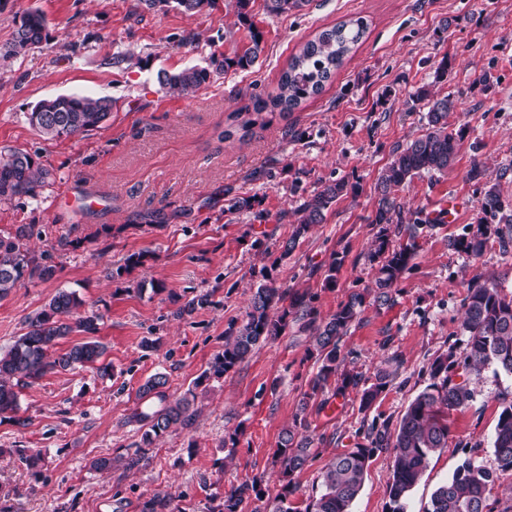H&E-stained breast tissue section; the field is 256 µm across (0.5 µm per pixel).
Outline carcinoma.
<instances>
[{
    "mask_svg": "<svg viewBox=\"0 0 512 512\" xmlns=\"http://www.w3.org/2000/svg\"><path fill=\"white\" fill-rule=\"evenodd\" d=\"M306 2L264 0V8L267 14L279 16L302 9ZM212 3L214 0H139L145 9L164 14L178 9L193 15ZM366 29L363 19H351L324 29L306 41L282 72L276 93L265 97L253 95L248 104L230 114L238 121L243 136H248L256 125L265 126L261 119L266 111L290 112L321 93L362 40ZM46 38L45 15L39 10L29 11L22 16L12 40L0 46V57L22 55ZM262 52V36L252 30L250 45L243 52L227 56L213 51L205 59V65H194L178 72L161 70L158 81L172 93L189 95L231 69L254 68ZM414 97L426 102V130L420 137L396 148L374 186L375 209L369 220L376 232L367 253L374 269L372 285L361 292L349 293L336 311L325 318L320 317L312 305L314 296L309 292L290 293L271 279L259 285L252 295L245 323L238 328L233 324L228 326L224 331V350L183 395L169 399L168 379L161 373L149 377L139 388V398H156L160 406L150 414L133 415V419L145 423L147 429L141 441L133 444V455L119 457L126 467L137 466L142 460V449L150 447L156 438L188 425L198 397L196 389L204 382L223 378L246 362L256 348L285 334L289 321L302 320L313 333L318 368L308 381L299 412L292 425L282 431L274 453L280 489L272 497L257 479L245 480L225 491L210 512H243V504L252 497L266 501L265 512H350L372 457L377 451L388 448L393 452L390 512H406L405 500L425 472L429 457L438 449L448 447V413L467 407L473 399L471 380L490 365L512 375V295L494 285L481 284L475 279L468 284L461 324L466 336L463 353L459 355L450 347L433 359L429 365L430 383L411 402L399 423L372 421L364 432L365 443L356 444L328 464L322 474L319 493L308 496L301 508L292 505L289 497L298 489L295 473L313 456L312 441L305 435L309 429L306 413L309 402L317 400L328 389L343 395L349 388L360 386V410L366 412L391 381L392 372L386 368L377 370L372 379L342 368V337L359 319L367 297H372V304L379 307L394 301L393 294L400 280L411 269L417 238L427 227L444 223V211L432 217L421 210H404L397 192L416 176L448 172L465 131L455 130L448 124L449 113L457 109L456 99L449 95L431 98L424 89L417 91ZM111 114L112 100L108 98L61 95L37 103L28 113L27 121L40 136L59 140L99 129ZM511 170L509 167L501 169L492 181L484 166L476 163L471 167L468 179L484 183L478 219L481 227L470 237L452 240L450 246L479 258L493 237L502 249H508L512 244V196L503 193L501 181ZM49 175V170L36 165L28 151L0 150V201L35 196L36 187ZM358 192V186L339 179L323 184L302 198L294 210L296 220L291 234L282 244L283 254L290 253L313 225L322 223L326 212L338 199ZM224 196L229 212L250 210L256 203L253 197L232 194L230 188L224 189ZM32 235L30 224L20 225L11 235H0L1 299L27 281L50 279L55 274V267L44 263L43 258L28 247L27 241ZM342 264L343 258L332 253L324 275L325 287H336V274ZM81 305L76 293L57 292L44 308L28 318V331L7 350L0 351V415L12 413L15 424L26 425V420L15 417L20 390L34 385L47 374L88 367L102 378L111 375L112 363L105 358L106 346L97 339L57 350L60 341L74 332H97L99 315L79 314ZM493 448L497 467L487 468L469 459L463 460L447 482L434 492L427 512H512V504L496 511L489 503V494L496 482L512 474V401L503 402L493 435ZM141 512H174V508L168 496L156 494L142 502Z\"/></svg>",
    "mask_w": 512,
    "mask_h": 512,
    "instance_id": "carcinoma-1",
    "label": "carcinoma"
}]
</instances>
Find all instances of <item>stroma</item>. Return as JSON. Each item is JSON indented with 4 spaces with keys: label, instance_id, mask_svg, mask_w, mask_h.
<instances>
[{
    "label": "stroma",
    "instance_id": "obj_1",
    "mask_svg": "<svg viewBox=\"0 0 512 512\" xmlns=\"http://www.w3.org/2000/svg\"><path fill=\"white\" fill-rule=\"evenodd\" d=\"M138 0H0V45L28 11L47 18L48 38L14 58L0 57V149L21 148L51 170L35 197L0 202V235L34 227L36 253L56 272L0 300V349L27 330V319L60 290L76 292L80 314H99L96 339L108 347L112 375L78 369L50 374L20 393L25 426L0 419V512H140L155 494H168L179 512H209L217 496L264 476L279 482L271 457L316 371L312 333L302 323L268 342L235 371L197 388L196 416L147 450L138 467L91 470L100 457L127 455L142 429L134 411L157 409L138 390L157 373L167 392L183 394L224 348L229 324H243L262 272L278 286L314 294L321 316L335 312L352 290L370 285L366 260L375 232L369 224L374 185L393 151L418 137L426 123L418 89L452 95L450 116L465 139L445 174L415 177L398 194L406 209L434 214L457 203L453 221L418 240L412 268L392 305H366L341 341L349 369L373 376L396 360L387 390L369 411L350 389L310 402L309 434L319 454L294 476L291 501L318 487L334 454L360 443L372 420L398 422L428 385L430 362L448 348L463 350V300L472 279L512 292V248L489 243L480 258L449 247L478 230L482 185L468 181L473 163L489 176L512 164V0H308L297 13L270 16L253 0L251 22L236 15V0L189 15L144 12ZM363 18L368 30L324 91L286 115H274L246 139H224L228 116L254 94L276 90L291 55L321 30ZM264 50L248 71H228L188 96L167 92L160 70L203 64L210 50L231 53L249 42ZM491 73L483 82V73ZM60 95L105 97L112 117L100 129L46 140L26 121L40 101ZM264 178H255V171ZM343 179L358 195L340 198L291 253L301 192ZM300 192H293V185ZM87 187L99 205L75 212L66 191ZM255 197L257 210L229 213L224 190ZM161 228H150L152 216ZM263 240L257 249L255 240ZM144 253L142 266L126 259ZM344 256L335 287L323 285L332 253ZM209 303L192 316L176 315L197 294ZM156 341L153 350L144 340ZM474 400L448 418L447 447L431 455L406 500L407 512H427L436 489L463 459L494 467V428L512 377L486 369L473 382ZM241 435L236 447L224 438ZM40 454L37 466L22 453ZM393 455H374L351 512H389Z\"/></svg>",
    "mask_w": 512,
    "mask_h": 512
}]
</instances>
